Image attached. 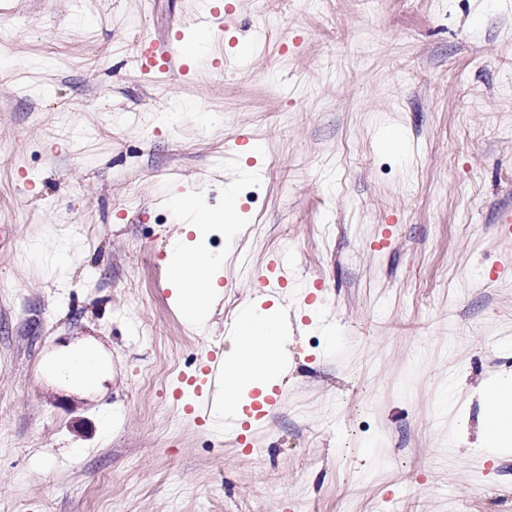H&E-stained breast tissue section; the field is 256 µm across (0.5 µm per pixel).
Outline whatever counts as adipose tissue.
<instances>
[{"label": "adipose tissue", "mask_w": 512, "mask_h": 512, "mask_svg": "<svg viewBox=\"0 0 512 512\" xmlns=\"http://www.w3.org/2000/svg\"><path fill=\"white\" fill-rule=\"evenodd\" d=\"M175 209L187 214L188 232L170 239L167 265L179 284L177 304L189 323L197 324L208 317V308L220 300L223 287L219 283L223 260L197 249V242L206 239L216 225L234 224L239 203L234 190H227L224 205L214 208L196 196L180 198ZM281 313L278 308L249 305L242 313L231 349L222 367L212 397L213 415L238 421L242 409L251 404L252 390H269L285 371L278 355L282 339ZM51 373L70 385L92 390L104 379V359L93 346L77 345L59 353L49 364ZM489 407L486 438L489 453L512 447V377L497 378L486 393Z\"/></svg>", "instance_id": "adipose-tissue-1"}]
</instances>
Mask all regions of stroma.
Wrapping results in <instances>:
<instances>
[{"label": "stroma", "instance_id": "35a3bbf8", "mask_svg": "<svg viewBox=\"0 0 512 512\" xmlns=\"http://www.w3.org/2000/svg\"><path fill=\"white\" fill-rule=\"evenodd\" d=\"M206 5L0 0V512H512V451L481 447L512 374V0H243L187 75L141 72ZM232 181L194 326L165 201ZM260 296L288 370L232 432L187 381ZM77 338L99 389L44 370Z\"/></svg>", "mask_w": 512, "mask_h": 512}]
</instances>
